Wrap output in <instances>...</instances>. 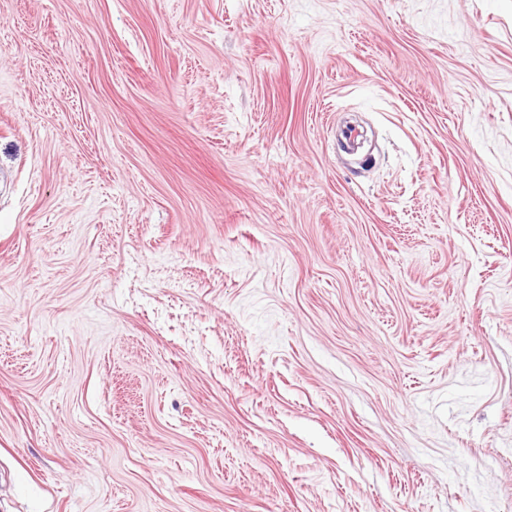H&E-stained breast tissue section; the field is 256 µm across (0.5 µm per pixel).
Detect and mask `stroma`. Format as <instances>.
I'll return each mask as SVG.
<instances>
[{"mask_svg":"<svg viewBox=\"0 0 512 512\" xmlns=\"http://www.w3.org/2000/svg\"><path fill=\"white\" fill-rule=\"evenodd\" d=\"M3 172L0 512H512V0H0Z\"/></svg>","mask_w":512,"mask_h":512,"instance_id":"1","label":"stroma"}]
</instances>
